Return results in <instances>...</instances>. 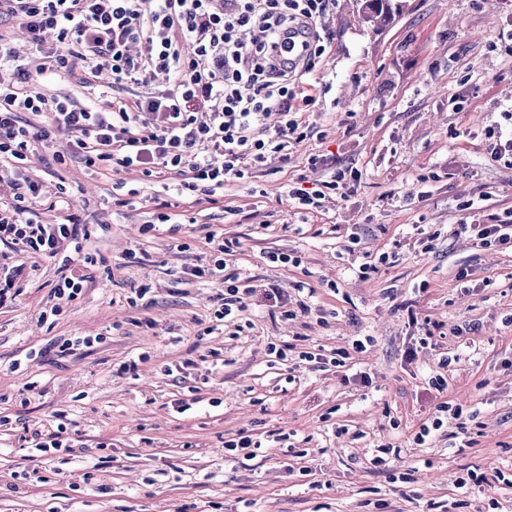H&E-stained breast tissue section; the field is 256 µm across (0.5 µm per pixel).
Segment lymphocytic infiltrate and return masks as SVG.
<instances>
[{
  "instance_id": "f902f5d3",
  "label": "lymphocytic infiltrate",
  "mask_w": 512,
  "mask_h": 512,
  "mask_svg": "<svg viewBox=\"0 0 512 512\" xmlns=\"http://www.w3.org/2000/svg\"><path fill=\"white\" fill-rule=\"evenodd\" d=\"M333 0H0L36 45V59L20 60L0 38V181L16 190L15 205L0 208V242L32 258H53L57 299L69 302L86 281L65 243L77 223L24 219V204L40 185L20 170L31 142L70 136L87 165L113 171L142 168L146 177L178 171L187 194L246 180L275 156L287 155L304 133L296 114L300 87L325 51L321 20ZM306 36L305 54L289 62L288 46ZM85 52L92 76L112 77L111 102L77 105L49 86L69 73L70 47ZM172 76L158 91L157 74ZM140 85L134 99L120 95ZM205 121H197V111ZM49 115L40 123V115ZM222 163H215V156ZM484 247L512 249V210L475 208L462 223Z\"/></svg>"
}]
</instances>
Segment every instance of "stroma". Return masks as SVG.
I'll use <instances>...</instances> for the list:
<instances>
[{"label": "stroma", "mask_w": 512, "mask_h": 512, "mask_svg": "<svg viewBox=\"0 0 512 512\" xmlns=\"http://www.w3.org/2000/svg\"><path fill=\"white\" fill-rule=\"evenodd\" d=\"M400 3L376 30L364 0H334L305 137L252 181L182 195L176 173L85 166L65 135L32 143V210L74 215L89 282L59 304L57 261L0 243V267L21 270L0 306V512H512V252L456 231L468 206L512 209V165L486 141L512 132V0ZM69 65L54 93L111 100L85 58ZM350 172L349 196L298 221L284 185ZM163 202L178 229L147 228ZM214 239L225 275L258 287L227 324L223 283L190 275ZM366 251L388 260L363 278ZM76 336L92 342L63 350ZM443 402L461 417L416 446ZM59 427L66 448L33 450ZM240 436L256 456L225 450Z\"/></svg>", "instance_id": "obj_1"}]
</instances>
